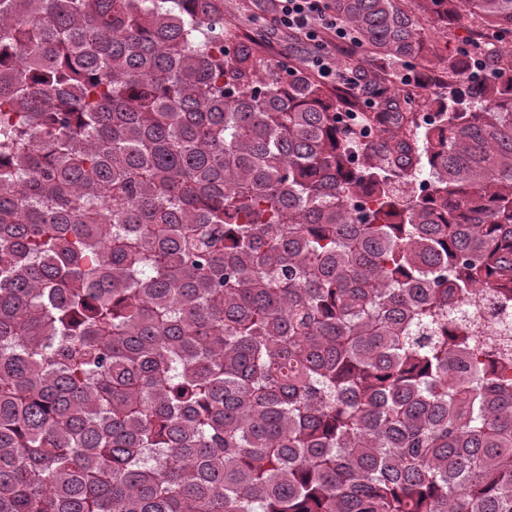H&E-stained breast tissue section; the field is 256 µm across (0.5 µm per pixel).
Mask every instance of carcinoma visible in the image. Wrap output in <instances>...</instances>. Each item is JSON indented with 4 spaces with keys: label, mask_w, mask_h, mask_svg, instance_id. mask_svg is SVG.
I'll return each instance as SVG.
<instances>
[{
    "label": "carcinoma",
    "mask_w": 512,
    "mask_h": 512,
    "mask_svg": "<svg viewBox=\"0 0 512 512\" xmlns=\"http://www.w3.org/2000/svg\"><path fill=\"white\" fill-rule=\"evenodd\" d=\"M392 91L406 0H330L375 104L224 0H0V512H512V0ZM265 3H267V1L224 0L226 31L230 34L232 39L244 40L250 36H256L257 38L256 32L258 29L254 25L251 14L253 12H259L260 6ZM244 5H249L250 10L245 9L243 7Z\"/></svg>",
    "instance_id": "carcinoma-1"
}]
</instances>
